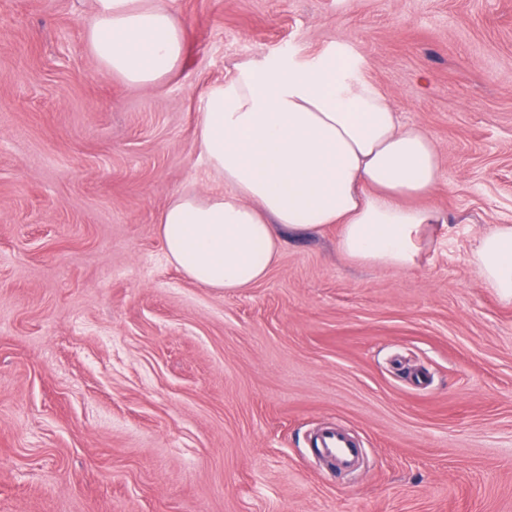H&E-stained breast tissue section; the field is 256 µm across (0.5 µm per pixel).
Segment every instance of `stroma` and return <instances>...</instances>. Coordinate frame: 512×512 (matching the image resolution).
<instances>
[{"label":"stroma","instance_id":"1","mask_svg":"<svg viewBox=\"0 0 512 512\" xmlns=\"http://www.w3.org/2000/svg\"><path fill=\"white\" fill-rule=\"evenodd\" d=\"M165 4L185 54L136 86L90 0H0V512H512V304L468 263L512 224V0ZM339 46L434 139L436 244L395 270L287 234L254 287L192 282L159 218L220 187L207 92ZM318 448H324L326 454L336 462V467L351 464L354 445L349 436L336 429L324 431L319 438Z\"/></svg>","mask_w":512,"mask_h":512}]
</instances>
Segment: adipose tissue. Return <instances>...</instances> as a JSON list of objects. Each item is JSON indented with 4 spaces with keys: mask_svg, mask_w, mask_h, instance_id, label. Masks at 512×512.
Instances as JSON below:
<instances>
[{
    "mask_svg": "<svg viewBox=\"0 0 512 512\" xmlns=\"http://www.w3.org/2000/svg\"><path fill=\"white\" fill-rule=\"evenodd\" d=\"M88 47L108 75L148 84L178 67L186 34L161 0H94ZM343 53L311 62L240 64L212 87L197 149L221 186L175 196L160 217L169 260L207 288L264 280L283 232L337 227V248L364 266L409 269L435 243L439 211L419 206L440 179L431 136L404 123ZM469 263L512 302V224L479 233Z\"/></svg>",
    "mask_w": 512,
    "mask_h": 512,
    "instance_id": "ef3b65f1",
    "label": "adipose tissue"
}]
</instances>
